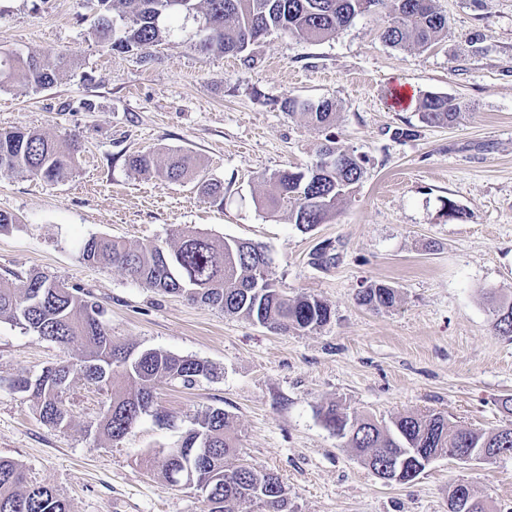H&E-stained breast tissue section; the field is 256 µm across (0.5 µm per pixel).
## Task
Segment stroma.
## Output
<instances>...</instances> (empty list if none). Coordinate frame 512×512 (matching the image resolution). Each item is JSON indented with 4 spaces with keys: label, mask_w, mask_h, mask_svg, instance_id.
Masks as SVG:
<instances>
[{
    "label": "stroma",
    "mask_w": 512,
    "mask_h": 512,
    "mask_svg": "<svg viewBox=\"0 0 512 512\" xmlns=\"http://www.w3.org/2000/svg\"><path fill=\"white\" fill-rule=\"evenodd\" d=\"M436 6L448 33L424 50L386 44L390 17L373 13L320 41L268 35L250 46L248 68L236 56L198 53L193 25L178 19L145 59L91 38L95 0H0V55L71 62L52 87L1 88L0 133L35 129L80 145L58 182L0 172V210L18 218L0 231V275L44 273L103 304L115 341L217 371L191 388L156 384L155 403L173 426L145 416L109 441L93 427L106 394L79 384L68 396L70 424L51 428L10 384L78 363L82 348L2 321L0 457L59 490L72 512H204L196 487L165 484L144 459L173 446L194 414L219 407L241 461L276 473L295 512H448L459 480L492 512H512V456L440 459L410 483H386L318 415L334 401L387 421L430 410L478 431L512 424L502 406L512 398V340L493 329L494 306L512 300V0ZM399 83L411 95L401 107L390 96ZM430 93L468 108L455 123L423 124L418 101ZM288 98L334 101L338 146L365 160L353 194L308 233L287 208L272 214L255 202L262 174L312 166L325 138L282 111ZM410 126L416 137H395ZM162 150L196 155L206 177L223 181V204L129 168V156ZM448 200L458 217L448 216ZM182 230L261 244L278 287L319 297L330 321L274 332L79 260L93 236L161 244ZM326 242L336 258L314 266ZM372 284L396 289L392 308L358 302Z\"/></svg>",
    "instance_id": "stroma-1"
}]
</instances>
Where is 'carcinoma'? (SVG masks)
<instances>
[{
  "instance_id": "1",
  "label": "carcinoma",
  "mask_w": 512,
  "mask_h": 512,
  "mask_svg": "<svg viewBox=\"0 0 512 512\" xmlns=\"http://www.w3.org/2000/svg\"><path fill=\"white\" fill-rule=\"evenodd\" d=\"M366 0H97L99 13L93 35L119 52L150 53L170 34L169 18L181 16L198 24L195 48L202 53L239 55L250 45L278 30L307 40L335 35L347 23L368 12ZM379 10L393 15L382 38L400 49H426L448 32V19L434 0H378ZM58 57L16 56L0 61V87L21 82L35 90L54 85L65 70ZM283 111L300 113L321 132L327 144L319 155L338 162L316 175L312 169L279 170L261 178L257 205L275 211L290 206L289 217L302 232L325 223L364 174V160L334 145L328 130L334 125L335 105L296 98L284 100ZM467 109L463 101L427 94L419 101L420 121L445 125ZM76 140H57L37 130L0 133V171L25 173L56 182L73 167ZM135 172L152 174L171 183H192L214 203L224 202V183L200 175L195 157L187 151L132 156ZM268 254L259 244L200 233H182L161 245L106 237L89 238L80 260L100 267L118 266L132 282L167 295L184 297L227 315L242 317L271 331L307 332L326 324L331 308L314 296H290L272 278ZM396 290L383 284L359 291L361 304L375 310L390 308ZM105 309L90 295L65 288L56 280L32 273L17 287L0 277V321H10L60 345L79 343L80 363L47 366L35 375L22 374L14 387L34 398L42 423L53 428L71 421L66 394L77 381L110 392L96 431L108 440H121L145 415L159 423L169 415L154 405L152 389L166 380L184 387L217 376L206 361L134 345H120L104 321ZM324 426L348 429L342 436L374 473H383L402 460L405 471L418 470L419 451L436 449L439 439L454 441L460 429L442 423L435 412L408 414L386 424L353 412L348 416L330 402L318 410ZM474 447L488 440L512 455V426L491 433L466 430ZM239 448L230 434L229 417L221 408L198 412L177 443L149 462L168 484L174 473L190 469L199 486L215 489L207 499V512H239L244 504H256L262 512H293L278 475L256 471L244 464L228 465ZM0 512H71L68 500L56 489L29 481L25 468L0 459Z\"/></svg>"
}]
</instances>
